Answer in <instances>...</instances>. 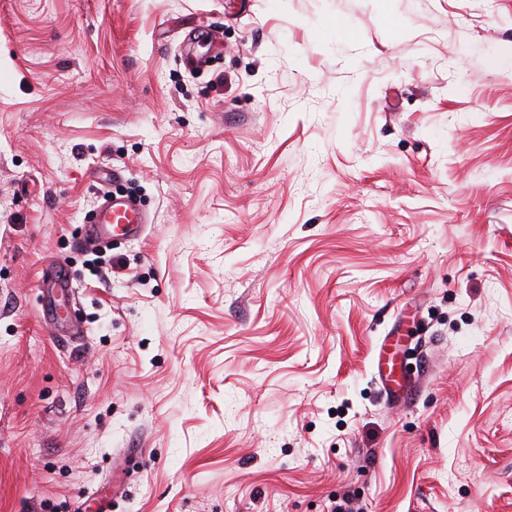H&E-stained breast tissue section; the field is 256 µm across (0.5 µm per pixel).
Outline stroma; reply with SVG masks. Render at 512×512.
Listing matches in <instances>:
<instances>
[{
	"instance_id": "1",
	"label": "stroma",
	"mask_w": 512,
	"mask_h": 512,
	"mask_svg": "<svg viewBox=\"0 0 512 512\" xmlns=\"http://www.w3.org/2000/svg\"><path fill=\"white\" fill-rule=\"evenodd\" d=\"M347 495L512 512V0H0V512ZM147 221L131 198L102 195L101 202L85 225V237L95 244L111 243L120 234L136 237ZM377 371L385 392L387 394L396 393L397 388L401 386V382L393 353L381 350L377 359Z\"/></svg>"
}]
</instances>
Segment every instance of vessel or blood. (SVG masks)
Listing matches in <instances>:
<instances>
[{
    "label": "vessel or blood",
    "mask_w": 512,
    "mask_h": 512,
    "mask_svg": "<svg viewBox=\"0 0 512 512\" xmlns=\"http://www.w3.org/2000/svg\"><path fill=\"white\" fill-rule=\"evenodd\" d=\"M144 222L131 198L105 195L85 226V236L98 245L111 242L119 234L136 237L141 234ZM377 371L385 392L395 393L401 382L393 353L386 350L379 353Z\"/></svg>",
    "instance_id": "1"
}]
</instances>
